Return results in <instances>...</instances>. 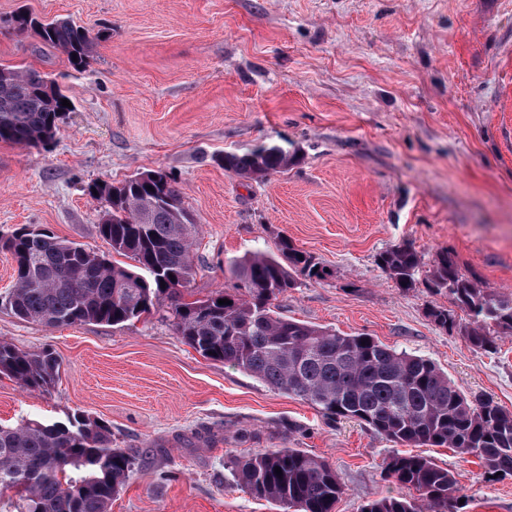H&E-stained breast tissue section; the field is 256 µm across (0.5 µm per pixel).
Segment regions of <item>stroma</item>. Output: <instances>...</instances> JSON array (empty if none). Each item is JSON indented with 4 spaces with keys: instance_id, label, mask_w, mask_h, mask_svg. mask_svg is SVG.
<instances>
[{
    "instance_id": "obj_1",
    "label": "stroma",
    "mask_w": 512,
    "mask_h": 512,
    "mask_svg": "<svg viewBox=\"0 0 512 512\" xmlns=\"http://www.w3.org/2000/svg\"><path fill=\"white\" fill-rule=\"evenodd\" d=\"M21 9L102 32L96 56L78 69L40 49L8 25ZM0 62L47 73L71 103L48 144H0V237L34 226L109 252L86 185L164 170L199 229L193 297L232 286L228 259L288 237L329 274L280 295L281 316L430 359L512 414V335L489 353L439 329L426 311L447 295L396 288L376 260L445 249L512 295V0H0ZM258 145L296 161L263 179L215 161ZM0 341L61 363L46 391L0 375L1 424L79 413L133 449L110 512H280L224 466L278 448L336 469L335 512L398 492L383 475L397 444L203 357L167 302L130 325L55 328L0 304ZM418 453L453 473L465 512H512V477Z\"/></svg>"
}]
</instances>
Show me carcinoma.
<instances>
[{
	"instance_id": "1",
	"label": "carcinoma",
	"mask_w": 512,
	"mask_h": 512,
	"mask_svg": "<svg viewBox=\"0 0 512 512\" xmlns=\"http://www.w3.org/2000/svg\"><path fill=\"white\" fill-rule=\"evenodd\" d=\"M19 34L66 56L81 68L95 56L100 36L67 19L42 20L19 12L8 20ZM59 85L33 67L0 63V143L27 148L54 139L68 107ZM224 168L245 178H264L295 162L279 146L260 145L221 156ZM155 180L130 177L105 185V210L98 226L112 251L135 262L129 269L109 255L69 252L70 241L43 230H17L0 239L16 263L7 305L18 318L46 327L75 323L118 326L148 314L168 300L175 332L203 356L237 367L267 386L314 406L329 419L363 423L388 441L413 447L450 448L480 460L489 474L512 475V415L493 399L468 397L434 362L390 348L364 334L345 335L288 319L273 301L321 280L313 256L281 238L277 252L255 251L225 263L237 287L202 299L185 292L196 274L198 229L178 183L162 170ZM378 265L398 288L419 285L448 295L454 310L431 306L440 329L461 330L472 345L496 348L490 329L512 335V297H503L463 276L455 256L435 254L425 276L422 258L409 245L378 255ZM231 301L229 305L218 303ZM53 352L23 351L0 341V375L26 389H48L59 374ZM135 452L112 447V432L83 415L66 422L23 421L0 425V494L17 497L16 512H109L125 485ZM281 468L282 475L275 473ZM234 477L252 493L286 512H334L345 493L336 470L297 448L232 457ZM398 488L412 492L362 505L360 512H459L454 476L432 460L394 453L383 467Z\"/></svg>"
}]
</instances>
